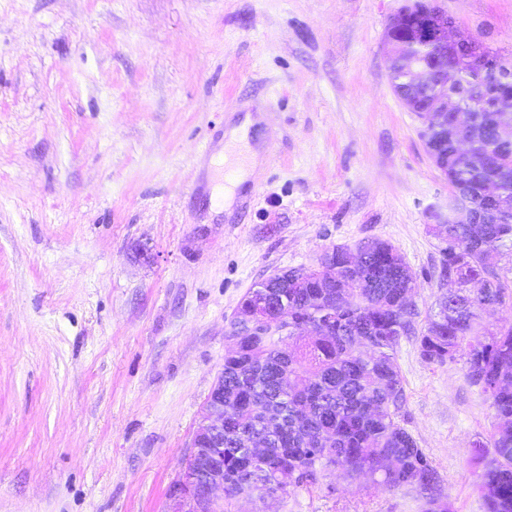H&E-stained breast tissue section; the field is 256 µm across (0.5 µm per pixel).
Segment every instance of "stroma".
<instances>
[{
    "label": "stroma",
    "instance_id": "1",
    "mask_svg": "<svg viewBox=\"0 0 512 512\" xmlns=\"http://www.w3.org/2000/svg\"><path fill=\"white\" fill-rule=\"evenodd\" d=\"M410 0H0V512H187L171 498L249 289L377 238L427 315L447 180L387 70ZM512 62V0H429ZM249 123L239 186L226 133ZM232 201H225V193ZM395 359L450 512H483L490 402ZM231 512H424L341 468Z\"/></svg>",
    "mask_w": 512,
    "mask_h": 512
}]
</instances>
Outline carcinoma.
Here are the masks:
<instances>
[{
	"mask_svg": "<svg viewBox=\"0 0 512 512\" xmlns=\"http://www.w3.org/2000/svg\"><path fill=\"white\" fill-rule=\"evenodd\" d=\"M448 164V184L482 200L512 197V147L487 127L472 131V150L495 159L509 180L457 161L450 130L432 133ZM438 277H458L437 310L417 327L409 295L418 274L390 243L356 244L355 262L336 247V267L320 275L290 268L250 289L240 305L257 307L265 290L282 300L284 314L248 326L230 321L233 341L217 377L224 388V498L265 496L314 485L335 465L352 476H380L377 486H411L425 512H448L441 477L416 439L398 420L405 407L395 349L404 337L429 364L462 362L468 384L490 400L498 430L473 454L485 512H512V327L489 330L488 307L512 298V279L499 262L512 251L511 224H450L442 237Z\"/></svg>",
	"mask_w": 512,
	"mask_h": 512,
	"instance_id": "obj_1",
	"label": "carcinoma"
}]
</instances>
